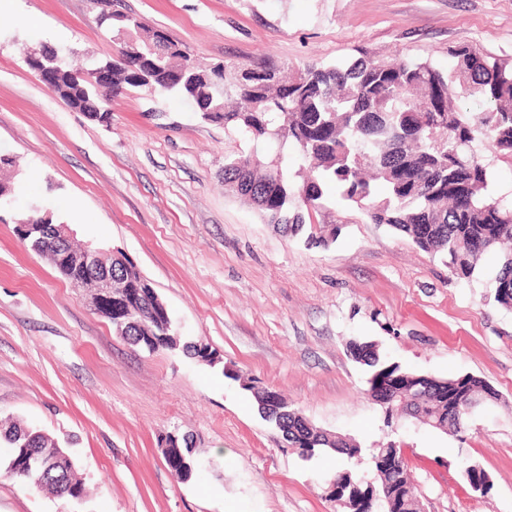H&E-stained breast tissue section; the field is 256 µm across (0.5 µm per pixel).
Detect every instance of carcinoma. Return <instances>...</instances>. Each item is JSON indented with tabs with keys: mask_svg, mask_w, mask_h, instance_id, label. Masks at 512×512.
<instances>
[{
	"mask_svg": "<svg viewBox=\"0 0 512 512\" xmlns=\"http://www.w3.org/2000/svg\"><path fill=\"white\" fill-rule=\"evenodd\" d=\"M118 45L112 84L94 85L81 68L66 66L57 76L54 94L66 104L106 111L111 100L145 85L137 60H152L146 74L151 92L179 96L194 104L205 120L222 122L243 134L253 147L267 142L278 151L267 162L255 152L224 156V186L254 206L267 224L285 236L309 230L307 239L323 243L312 225L324 208V186H339L343 198L364 210L374 224H387L423 251L443 255L455 275H484L483 256L499 251V263L488 277L490 298L512 308V207L487 193L489 172L479 156L483 140L512 157V69L480 56L466 46L452 52L451 70L430 62L389 61L363 57L330 65L295 68L288 64L250 69L226 61L203 64L164 31L149 28L137 17L118 13L108 24ZM456 85L486 103L470 113L453 106ZM15 160L0 153V192H13L1 178ZM112 327L126 341L146 350V330L172 327L169 312L152 315L140 309H112ZM355 360L369 368L368 384L377 375H398L397 398L413 393L416 373L380 360L375 345L353 341ZM436 388L464 386L473 397L489 401L493 387L472 375L433 379ZM282 415L271 423L288 447L309 459L320 448H340L343 441L318 434L313 426L279 398ZM0 441L11 448L7 477L55 496L66 491L82 501L85 481L71 456L51 437L20 421L0 429ZM191 449L173 452L165 462L187 479Z\"/></svg>",
	"mask_w": 512,
	"mask_h": 512,
	"instance_id": "1",
	"label": "carcinoma"
}]
</instances>
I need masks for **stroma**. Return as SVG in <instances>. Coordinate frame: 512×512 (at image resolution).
Returning <instances> with one entry per match:
<instances>
[{
    "label": "stroma",
    "mask_w": 512,
    "mask_h": 512,
    "mask_svg": "<svg viewBox=\"0 0 512 512\" xmlns=\"http://www.w3.org/2000/svg\"><path fill=\"white\" fill-rule=\"evenodd\" d=\"M108 0L0 5V152L16 159L0 200V419L23 420L72 455L88 497L76 504L0 475V512H340L337 471L369 456L305 460L260 416L253 389L282 394L316 426L369 447L395 442L425 512H512V309L485 281L453 275L335 185L316 223L325 244L286 237L224 188V157L245 143L169 94L131 89L109 121L67 106L27 66L44 46L105 59ZM196 60L250 67L361 55L453 63L460 46L512 67V0H123ZM489 189L512 206V158L480 148ZM48 207L74 239L122 250L165 303L177 334L216 349L209 366L178 350L130 346L43 256L19 216ZM355 338L389 362L439 378L472 375L497 402L445 434L367 394ZM189 435L198 473L183 481L161 442ZM467 464L490 477L473 491Z\"/></svg>",
    "instance_id": "stroma-1"
}]
</instances>
